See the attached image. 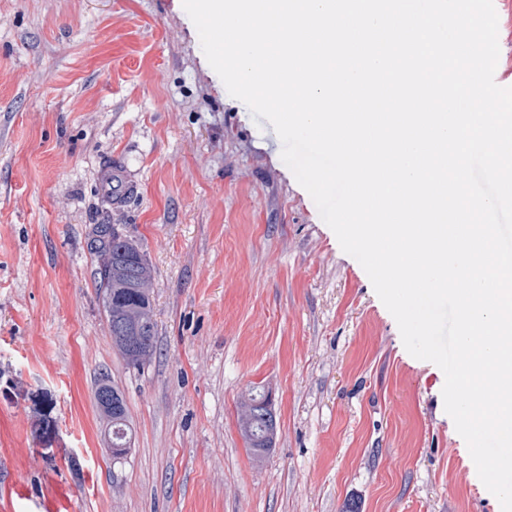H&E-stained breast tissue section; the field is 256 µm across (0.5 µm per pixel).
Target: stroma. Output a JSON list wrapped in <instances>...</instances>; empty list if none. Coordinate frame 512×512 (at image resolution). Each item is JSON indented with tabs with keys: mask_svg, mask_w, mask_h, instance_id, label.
Listing matches in <instances>:
<instances>
[{
	"mask_svg": "<svg viewBox=\"0 0 512 512\" xmlns=\"http://www.w3.org/2000/svg\"><path fill=\"white\" fill-rule=\"evenodd\" d=\"M281 150L182 0H0V512H500L443 371L406 351ZM115 164L138 184L120 207L100 186ZM99 224L154 270L140 369L93 277ZM104 375L133 429L119 462ZM253 387L278 417L260 462L236 417Z\"/></svg>",
	"mask_w": 512,
	"mask_h": 512,
	"instance_id": "stroma-1",
	"label": "stroma"
}]
</instances>
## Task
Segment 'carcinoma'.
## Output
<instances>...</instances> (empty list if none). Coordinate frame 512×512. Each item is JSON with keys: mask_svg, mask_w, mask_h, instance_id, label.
<instances>
[{"mask_svg": "<svg viewBox=\"0 0 512 512\" xmlns=\"http://www.w3.org/2000/svg\"><path fill=\"white\" fill-rule=\"evenodd\" d=\"M91 246L97 256L94 279L103 296H112V305H104L106 320L112 340L128 365L139 368L148 363L155 352L157 323L155 321L152 281L153 269L145 255L131 240L119 233L117 228L100 224L95 228ZM143 329L140 338L130 346L119 343L118 337L125 335L130 327ZM263 393L250 392V397L237 404L238 426L252 455L258 449L272 447L273 441L265 439L267 422H276V415L265 420L256 407ZM132 428L124 394L112 388V441L131 442Z\"/></svg>", "mask_w": 512, "mask_h": 512, "instance_id": "obj_1", "label": "carcinoma"}]
</instances>
